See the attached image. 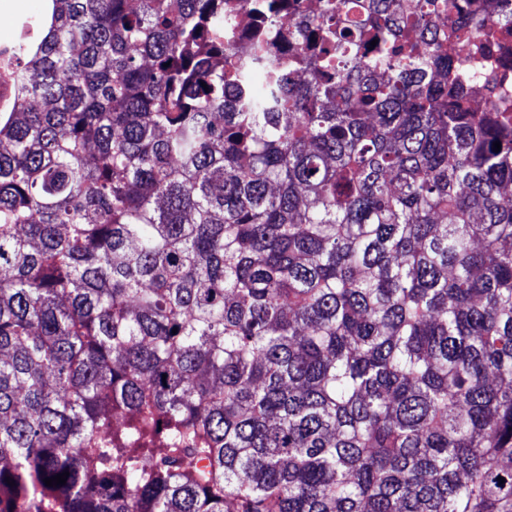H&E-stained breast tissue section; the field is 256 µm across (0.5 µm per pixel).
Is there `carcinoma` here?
Here are the masks:
<instances>
[{"instance_id":"obj_1","label":"carcinoma","mask_w":512,"mask_h":512,"mask_svg":"<svg viewBox=\"0 0 512 512\" xmlns=\"http://www.w3.org/2000/svg\"><path fill=\"white\" fill-rule=\"evenodd\" d=\"M244 2L14 20L0 512H512V13ZM234 16L232 17L234 22L232 28L235 35L233 47L236 51V57L244 59L250 55L253 47V40H251L253 18L245 8L237 9Z\"/></svg>"}]
</instances>
